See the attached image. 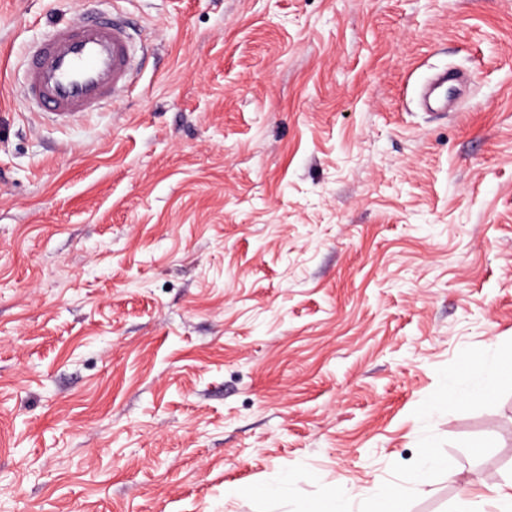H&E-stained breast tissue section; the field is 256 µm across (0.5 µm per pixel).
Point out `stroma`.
I'll list each match as a JSON object with an SVG mask.
<instances>
[{"label":"stroma","mask_w":512,"mask_h":512,"mask_svg":"<svg viewBox=\"0 0 512 512\" xmlns=\"http://www.w3.org/2000/svg\"><path fill=\"white\" fill-rule=\"evenodd\" d=\"M92 9L146 54L58 127L17 95L25 52ZM492 347L512 0H0V512H302L329 485L371 512L429 451L407 512H497L512 378L444 402ZM462 78L458 73L444 70L436 73L430 80L422 95L423 105L431 111L442 110L447 106L448 83L457 82Z\"/></svg>","instance_id":"stroma-1"}]
</instances>
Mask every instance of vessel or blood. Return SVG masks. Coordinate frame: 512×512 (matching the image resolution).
<instances>
[{"mask_svg":"<svg viewBox=\"0 0 512 512\" xmlns=\"http://www.w3.org/2000/svg\"><path fill=\"white\" fill-rule=\"evenodd\" d=\"M133 35L128 23L109 13L85 12L52 30L26 56L24 101L44 107L53 123L65 125L111 104L129 91L135 68ZM456 73H436L422 101L438 111L447 105Z\"/></svg>","mask_w":512,"mask_h":512,"instance_id":"vessel-or-blood-1","label":"vessel or blood"}]
</instances>
